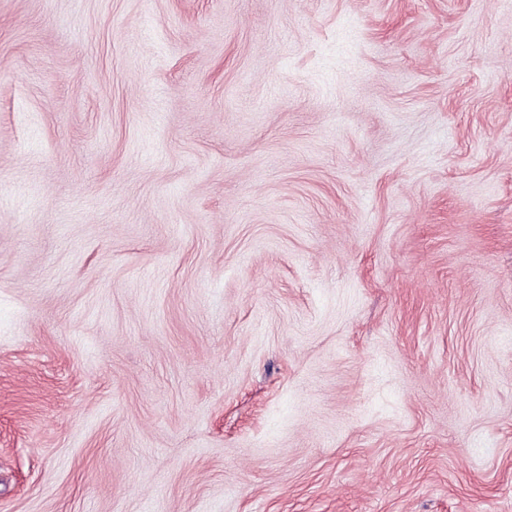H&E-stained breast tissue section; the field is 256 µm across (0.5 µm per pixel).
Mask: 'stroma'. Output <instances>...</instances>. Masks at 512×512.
<instances>
[{"instance_id":"35a3bbf8","label":"stroma","mask_w":512,"mask_h":512,"mask_svg":"<svg viewBox=\"0 0 512 512\" xmlns=\"http://www.w3.org/2000/svg\"><path fill=\"white\" fill-rule=\"evenodd\" d=\"M0 512H512V0H0Z\"/></svg>"}]
</instances>
